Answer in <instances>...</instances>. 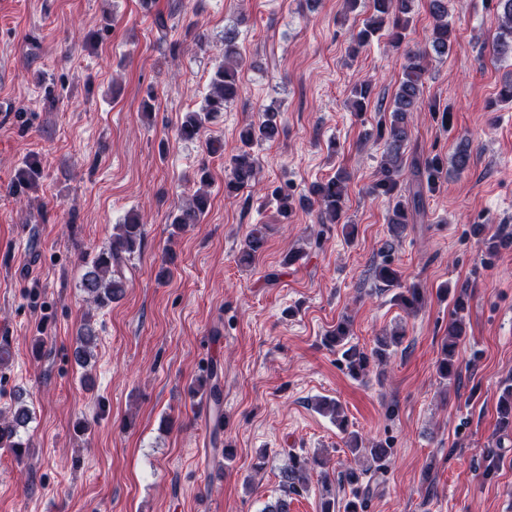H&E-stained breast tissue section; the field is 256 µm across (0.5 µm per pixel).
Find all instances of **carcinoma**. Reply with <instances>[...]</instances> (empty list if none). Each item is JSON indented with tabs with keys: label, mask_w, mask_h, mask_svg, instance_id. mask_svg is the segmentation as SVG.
Masks as SVG:
<instances>
[{
	"label": "carcinoma",
	"mask_w": 512,
	"mask_h": 512,
	"mask_svg": "<svg viewBox=\"0 0 512 512\" xmlns=\"http://www.w3.org/2000/svg\"><path fill=\"white\" fill-rule=\"evenodd\" d=\"M373 13L355 35L353 41L360 46L367 45L372 38L383 30L388 31L390 43L398 47L406 38L410 24L412 0H371ZM429 12L433 18L432 32L428 47L425 49H409L405 53V61L401 68L398 90L394 96L390 120L379 127L378 137L384 141V156L379 170V178L373 191L395 197L403 175V157L410 135L411 114L420 108L424 78L427 72V58L435 55L442 57L448 54L452 43L453 28L448 21V0H429ZM496 19L498 34L496 37L497 53L505 57L512 55V0H496ZM237 33L229 30L224 34V62L211 74L205 104L200 110L189 112L177 129L181 140L189 141L198 137L206 122L224 111L228 103L235 100L241 92V80L238 68L240 52L236 43ZM280 135L277 112L271 108L264 110L262 118L249 123L240 132L241 146L239 152L231 160V171L224 182V192L236 195L258 181L259 165L254 155V147L275 141ZM442 163L437 157L419 163L412 160V175L417 184L426 181L436 182L441 173ZM202 188L195 191L189 202L183 206L173 218L176 230L189 224L198 223L200 217L209 207V194L204 187L209 185V174L206 168L200 169ZM272 195L279 203V213L288 218L292 211L293 194L288 186L275 188ZM345 201L344 177L338 175L332 179L314 184L310 196L299 199V206L317 205L319 223L336 224L341 218ZM423 209L420 191L413 192L412 197L403 201L398 199L392 206L388 223L392 224L395 233L404 230L406 224L421 214ZM145 237V228L136 215L127 217L124 223L117 226L108 245L101 248L92 258H83L85 272L80 288L87 296V301L104 307L114 300L120 299L127 287V278L123 265L131 255L141 250ZM266 227L255 226L246 238L241 252V261L248 263L262 249L265 243ZM374 278L388 286L397 282L399 275L391 263L384 261L373 268ZM398 300L407 310H414L424 299L421 291L415 287L408 288L398 294ZM350 333L349 320L340 321L336 328L325 337L331 347L342 349V363L346 370L355 377L367 375L370 370L386 362L392 346L398 344V336H380L371 353H366L355 346L347 345ZM465 324L460 318L448 324V338L442 348L441 358L437 365L440 377L450 380L455 377V351L458 342L465 336ZM74 358L77 365L85 368L94 357L93 348L96 344V333L89 324H84L75 338ZM496 429L507 434L512 432V384L502 388L496 409ZM32 415L22 396L16 397V405L8 414L0 413V448H7L20 456L28 448L23 440L22 432L27 430ZM348 448L354 456L364 453L370 456L375 469H348L341 474V483L350 489V497L342 504L330 497L323 502L322 512H361L366 500L373 493L371 482H363L368 473L379 472L385 468L390 449L375 444L363 449L361 438L355 431L348 432ZM325 466V462L313 458L300 461L289 458L288 465L281 472L284 496L268 503L263 512H290L288 495L306 485L313 466Z\"/></svg>",
	"instance_id": "cac0c4a2"
}]
</instances>
